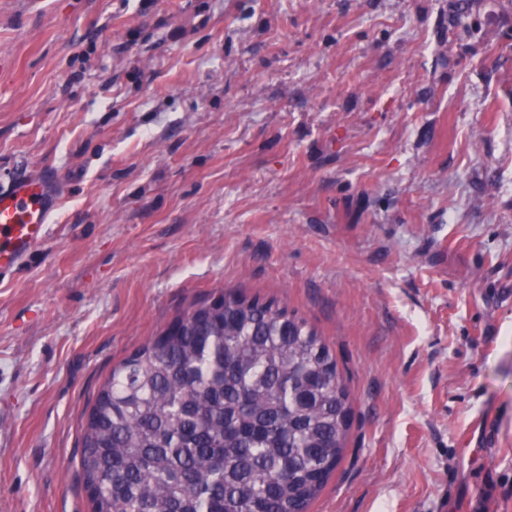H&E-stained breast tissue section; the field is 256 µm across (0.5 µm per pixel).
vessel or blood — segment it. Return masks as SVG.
<instances>
[{"instance_id":"vessel-or-blood-1","label":"vessel or blood","mask_w":512,"mask_h":512,"mask_svg":"<svg viewBox=\"0 0 512 512\" xmlns=\"http://www.w3.org/2000/svg\"><path fill=\"white\" fill-rule=\"evenodd\" d=\"M58 202V184L48 176L15 173L0 187V273L17 268L40 242Z\"/></svg>"}]
</instances>
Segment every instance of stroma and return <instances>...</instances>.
Returning <instances> with one entry per match:
<instances>
[{"label": "stroma", "mask_w": 512, "mask_h": 512, "mask_svg": "<svg viewBox=\"0 0 512 512\" xmlns=\"http://www.w3.org/2000/svg\"><path fill=\"white\" fill-rule=\"evenodd\" d=\"M0 512H92L113 366L224 289L335 354L310 512H512V0H0ZM58 202V184L48 176L15 173L0 187V273L17 268L40 242Z\"/></svg>", "instance_id": "stroma-1"}]
</instances>
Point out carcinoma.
<instances>
[{
    "mask_svg": "<svg viewBox=\"0 0 512 512\" xmlns=\"http://www.w3.org/2000/svg\"><path fill=\"white\" fill-rule=\"evenodd\" d=\"M116 367L82 435L94 512H308L353 408L307 321L273 300L194 302Z\"/></svg>",
    "mask_w": 512,
    "mask_h": 512,
    "instance_id": "carcinoma-1",
    "label": "carcinoma"
}]
</instances>
